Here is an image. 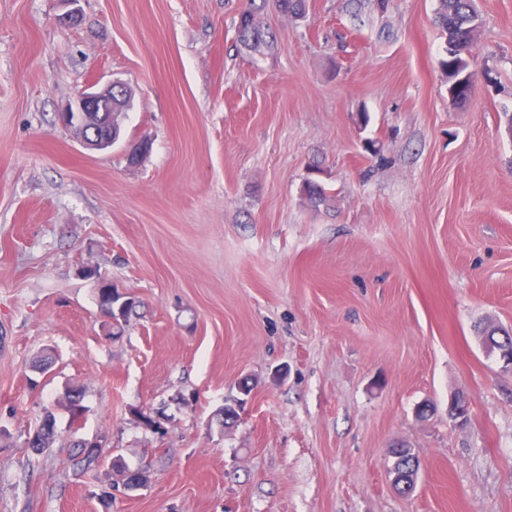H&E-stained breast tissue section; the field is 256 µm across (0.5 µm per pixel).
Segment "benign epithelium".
I'll use <instances>...</instances> for the list:
<instances>
[{"mask_svg":"<svg viewBox=\"0 0 512 512\" xmlns=\"http://www.w3.org/2000/svg\"><path fill=\"white\" fill-rule=\"evenodd\" d=\"M58 122L76 132L80 143L89 150L104 151L114 144L112 136V85L102 88L90 82L66 101L58 112ZM468 403L458 396L448 404V418L455 423L467 421Z\"/></svg>","mask_w":512,"mask_h":512,"instance_id":"obj_1","label":"benign epithelium"}]
</instances>
